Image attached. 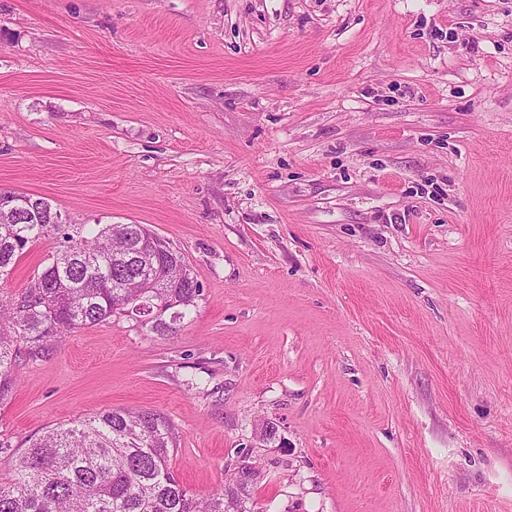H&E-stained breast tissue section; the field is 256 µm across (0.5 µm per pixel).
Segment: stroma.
<instances>
[{"label": "stroma", "instance_id": "1", "mask_svg": "<svg viewBox=\"0 0 512 512\" xmlns=\"http://www.w3.org/2000/svg\"><path fill=\"white\" fill-rule=\"evenodd\" d=\"M0 189L203 287L27 362L0 439L150 409L200 497L245 448L264 512H512V0H0Z\"/></svg>", "mask_w": 512, "mask_h": 512}]
</instances>
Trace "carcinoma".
<instances>
[{"label": "carcinoma", "instance_id": "1", "mask_svg": "<svg viewBox=\"0 0 512 512\" xmlns=\"http://www.w3.org/2000/svg\"><path fill=\"white\" fill-rule=\"evenodd\" d=\"M0 207V278L28 246L60 240L16 300L0 302V401L16 389L20 367L51 356L75 329L126 315L143 302L169 313L143 323L173 334L201 296L197 276L178 256L175 278L159 275L174 250L142 224H64L43 197L12 192ZM178 433L153 410L112 409L46 431L23 452L0 439V461L14 479L0 483V512H254L257 466L242 459L234 478L198 498L176 478Z\"/></svg>", "mask_w": 512, "mask_h": 512}]
</instances>
